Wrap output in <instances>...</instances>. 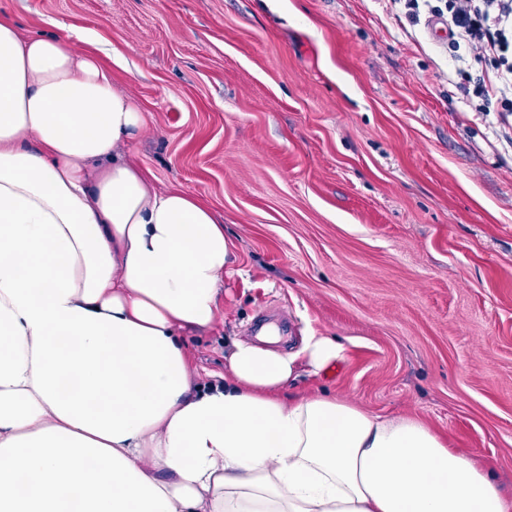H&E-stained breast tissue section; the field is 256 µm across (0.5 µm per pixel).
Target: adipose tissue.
Listing matches in <instances>:
<instances>
[{"label": "adipose tissue", "mask_w": 512, "mask_h": 512, "mask_svg": "<svg viewBox=\"0 0 512 512\" xmlns=\"http://www.w3.org/2000/svg\"><path fill=\"white\" fill-rule=\"evenodd\" d=\"M147 119L69 36L0 12V512H512V487L411 416L288 394L234 341L200 381L232 244L157 188Z\"/></svg>", "instance_id": "1"}]
</instances>
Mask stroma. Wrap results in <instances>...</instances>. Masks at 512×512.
Listing matches in <instances>:
<instances>
[{"instance_id": "1", "label": "stroma", "mask_w": 512, "mask_h": 512, "mask_svg": "<svg viewBox=\"0 0 512 512\" xmlns=\"http://www.w3.org/2000/svg\"><path fill=\"white\" fill-rule=\"evenodd\" d=\"M70 31L147 116L155 183L223 217L222 322L187 333L220 373L258 313L293 393L413 415L512 483V121L472 111L448 43L391 0H0ZM341 359L306 363L307 336ZM304 350L309 365L316 371L336 362L344 351L342 344L333 336H308Z\"/></svg>"}]
</instances>
